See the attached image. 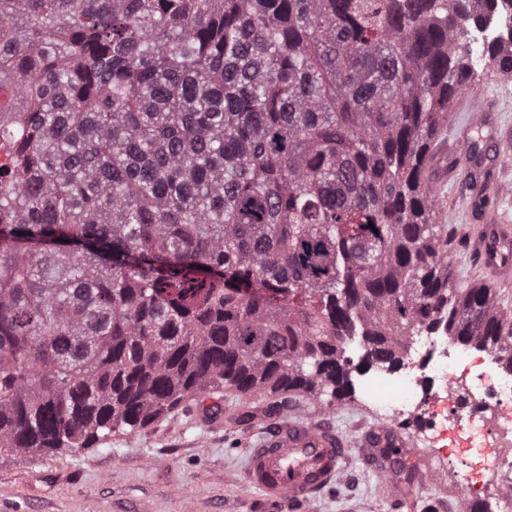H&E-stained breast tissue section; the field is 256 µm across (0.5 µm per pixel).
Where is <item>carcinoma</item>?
<instances>
[{
	"instance_id": "1",
	"label": "carcinoma",
	"mask_w": 512,
	"mask_h": 512,
	"mask_svg": "<svg viewBox=\"0 0 512 512\" xmlns=\"http://www.w3.org/2000/svg\"><path fill=\"white\" fill-rule=\"evenodd\" d=\"M490 0H0V453L492 351L428 164ZM512 73V40L482 43ZM361 338L358 363L348 340Z\"/></svg>"
}]
</instances>
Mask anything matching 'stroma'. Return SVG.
<instances>
[{"label": "stroma", "mask_w": 512, "mask_h": 512, "mask_svg": "<svg viewBox=\"0 0 512 512\" xmlns=\"http://www.w3.org/2000/svg\"><path fill=\"white\" fill-rule=\"evenodd\" d=\"M475 93L486 102L487 120L475 122L471 112L456 107L439 149L441 218L458 229L495 217L512 225V165L498 166L495 158L512 155V75L480 76ZM465 130L482 133L480 178L493 185L496 215L475 207ZM239 403L233 422L221 427L202 418L193 401L147 426L120 428L93 448L0 454V512H265L258 492L242 483L247 450L263 421L301 415L349 433L376 418L352 393L330 405L311 397L276 408L260 397L244 396ZM459 467L454 453L431 458V477L416 484L417 496L430 499L436 512H460ZM287 512L408 510L395 506L378 475L353 455L337 484Z\"/></svg>", "instance_id": "1"}]
</instances>
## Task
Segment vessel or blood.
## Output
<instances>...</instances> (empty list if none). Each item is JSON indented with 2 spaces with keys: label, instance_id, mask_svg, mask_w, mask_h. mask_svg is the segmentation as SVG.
<instances>
[{
  "label": "vessel or blood",
  "instance_id": "1",
  "mask_svg": "<svg viewBox=\"0 0 512 512\" xmlns=\"http://www.w3.org/2000/svg\"><path fill=\"white\" fill-rule=\"evenodd\" d=\"M511 246L512 227L486 225L476 248L480 265L508 278L512 275V255L507 252ZM382 441L403 448L415 445L412 437L400 431L373 426L357 442L364 461L375 460ZM349 445L347 436L321 422L300 418L278 422L264 427L259 441L249 449L243 478L276 506L306 503L338 481Z\"/></svg>",
  "mask_w": 512,
  "mask_h": 512
}]
</instances>
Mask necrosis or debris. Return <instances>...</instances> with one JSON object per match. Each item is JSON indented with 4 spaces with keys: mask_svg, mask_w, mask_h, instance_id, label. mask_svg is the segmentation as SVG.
<instances>
[{
    "mask_svg": "<svg viewBox=\"0 0 512 512\" xmlns=\"http://www.w3.org/2000/svg\"><path fill=\"white\" fill-rule=\"evenodd\" d=\"M473 353L442 332L421 333L397 367L359 374L358 401L393 421L419 409L432 421L449 417L452 429L469 443L459 473L461 490L483 496L488 512H512V451L485 455L487 410H495L498 431H512V373L503 372L489 352L472 380H463L459 367Z\"/></svg>",
    "mask_w": 512,
    "mask_h": 512,
    "instance_id": "4bbe7bcc",
    "label": "necrosis or debris"
}]
</instances>
